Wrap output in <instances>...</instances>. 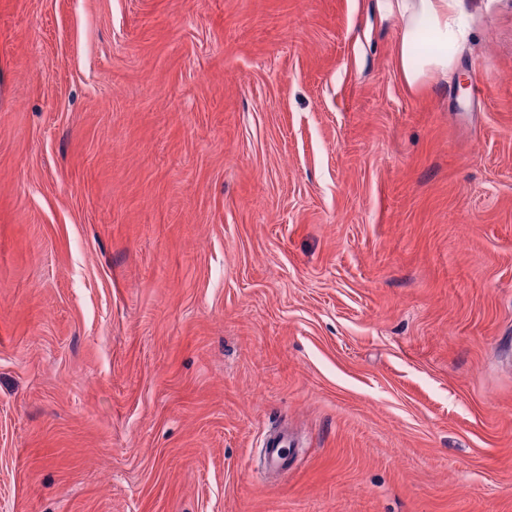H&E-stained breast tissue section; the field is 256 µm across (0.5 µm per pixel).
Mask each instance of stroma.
Wrapping results in <instances>:
<instances>
[{
	"mask_svg": "<svg viewBox=\"0 0 512 512\" xmlns=\"http://www.w3.org/2000/svg\"><path fill=\"white\" fill-rule=\"evenodd\" d=\"M461 6L464 90L376 0H0V512H512V0ZM293 446L287 432L269 434L264 439V460L268 466L279 471H288L289 454L287 449Z\"/></svg>",
	"mask_w": 512,
	"mask_h": 512,
	"instance_id": "obj_1",
	"label": "stroma"
}]
</instances>
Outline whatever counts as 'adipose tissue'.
Listing matches in <instances>:
<instances>
[{
	"label": "adipose tissue",
	"instance_id": "obj_1",
	"mask_svg": "<svg viewBox=\"0 0 512 512\" xmlns=\"http://www.w3.org/2000/svg\"><path fill=\"white\" fill-rule=\"evenodd\" d=\"M380 20L401 21L396 47L400 75L408 87L437 76L451 80L469 23L459 0H378Z\"/></svg>",
	"mask_w": 512,
	"mask_h": 512
}]
</instances>
